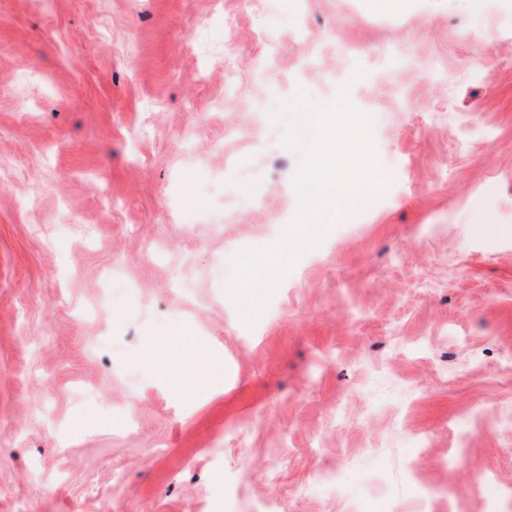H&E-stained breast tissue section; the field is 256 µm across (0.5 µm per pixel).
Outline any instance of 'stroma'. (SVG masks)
I'll return each mask as SVG.
<instances>
[{"label":"stroma","mask_w":512,"mask_h":512,"mask_svg":"<svg viewBox=\"0 0 512 512\" xmlns=\"http://www.w3.org/2000/svg\"><path fill=\"white\" fill-rule=\"evenodd\" d=\"M344 101L382 190L240 306ZM414 469L434 512L512 498V0H0V512H414ZM167 342L152 348L149 355V364L160 376L165 385L172 384L179 376L175 367V359L188 349L191 342L186 331L174 330Z\"/></svg>","instance_id":"obj_1"}]
</instances>
